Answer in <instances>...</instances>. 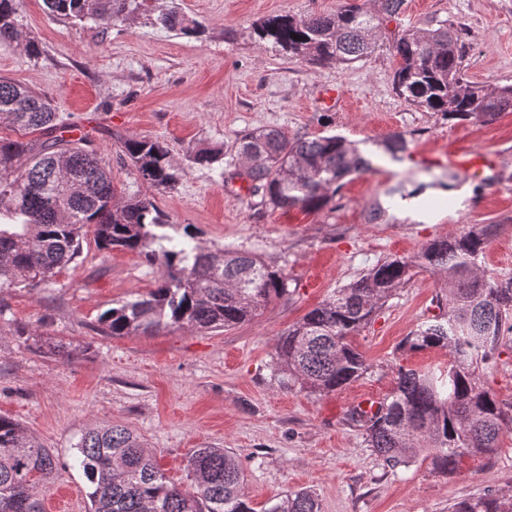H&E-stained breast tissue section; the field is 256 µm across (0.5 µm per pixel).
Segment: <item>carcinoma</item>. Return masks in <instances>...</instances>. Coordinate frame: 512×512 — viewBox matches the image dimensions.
I'll use <instances>...</instances> for the list:
<instances>
[{
	"mask_svg": "<svg viewBox=\"0 0 512 512\" xmlns=\"http://www.w3.org/2000/svg\"><path fill=\"white\" fill-rule=\"evenodd\" d=\"M49 14L91 20L109 29L139 17L155 29L186 36L205 33L198 19L175 5L151 0H44ZM404 0H383L375 13L346 3L334 14L276 15L253 28L256 41L270 42L312 66L354 63L368 57L385 24ZM20 0H0V41H19L33 58L38 43L18 40ZM299 39H293V36ZM394 89L407 101L438 112L448 121L489 124L512 112V84L487 89L464 73L463 29H408L393 42ZM36 140L0 139V288H38L50 283L81 253L85 226H94L99 246L138 254L160 269L148 294L112 307L98 318L99 332L122 337L155 333L168 326L226 329L263 313L288 291V275L257 255L226 248L218 254L195 241L191 225L177 232L150 197L117 196L102 154L90 141L66 140L53 132L63 117L37 93L0 79V122ZM391 157L407 150L394 134L382 143ZM123 153L139 177L168 191L182 170L166 143L147 138L123 142ZM235 155L246 160L248 191L273 207L316 210L336 194L349 174L368 171L371 158L338 135L287 137L276 128L237 137ZM223 150L190 151L199 165L222 160ZM492 225H473L452 238L426 243L412 258L377 263L353 283L308 311L274 343L275 372L284 386L299 385L325 396L362 378L370 369L350 337L370 324L385 301L414 268L442 278L435 296L443 314L407 336L401 348L448 351V367L435 373L397 370L396 388L371 414L352 407L348 420L365 442L395 468L422 451L441 473L456 469L464 455H487L512 431V410L486 390L480 368L495 363L504 333L512 329V274L490 273L482 258ZM75 463L90 483V512H255L244 493V472L228 448H199L189 458L193 490L170 483L156 456L133 430L107 425L84 432ZM58 473L54 453L27 434L16 420L0 416V512H43V501ZM267 512H320L308 490L290 493ZM450 512H512L487 496L454 504Z\"/></svg>",
	"mask_w": 512,
	"mask_h": 512,
	"instance_id": "obj_1",
	"label": "carcinoma"
}]
</instances>
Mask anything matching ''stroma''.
<instances>
[{"mask_svg":"<svg viewBox=\"0 0 512 512\" xmlns=\"http://www.w3.org/2000/svg\"><path fill=\"white\" fill-rule=\"evenodd\" d=\"M201 20L199 37L156 30L133 19L105 30L50 16L43 0H22L23 37L39 58L0 42V78L47 97L63 117L65 139L88 138L108 162L123 197L147 195L175 224L191 225L204 249L257 254L288 276V292L267 311L229 329L170 327L112 337L98 317L154 288L158 267L128 251L100 249L86 228L82 254L42 288L0 290V415L16 419L62 469L45 512H88L87 482L74 463L80 435L123 425L141 436L170 481L188 488L185 465L203 446L230 448L245 473L244 491L263 512L293 491L314 492L321 512H448L451 504L489 494L512 498V434L490 455L462 457L444 475L415 459L389 467L367 447L347 413L379 401L398 367L444 368L442 349L400 351L436 315L443 283L414 270L372 323L354 337L369 372L345 389L316 396L280 386L273 368L277 336L336 289L388 257H411L433 239L478 224L497 230L484 262L512 273V112L490 124H454L399 97L393 85L395 32L440 25L465 31V74L492 88L512 84V0H404L362 62L318 68L258 43L254 24L279 14L333 13L346 0H178ZM276 128L287 136L336 134L375 161L342 180L317 211L261 204L237 179L236 136ZM404 133L394 159L381 142ZM164 140L183 170L174 192L140 179L121 151L125 139ZM497 156L495 182L483 192L460 179L440 180L445 147ZM224 151L222 166H201L188 152ZM425 185L436 206L395 204L396 186ZM61 342L63 361L36 351ZM486 390L512 405V334L482 375Z\"/></svg>","mask_w":512,"mask_h":512,"instance_id":"1","label":"stroma"}]
</instances>
